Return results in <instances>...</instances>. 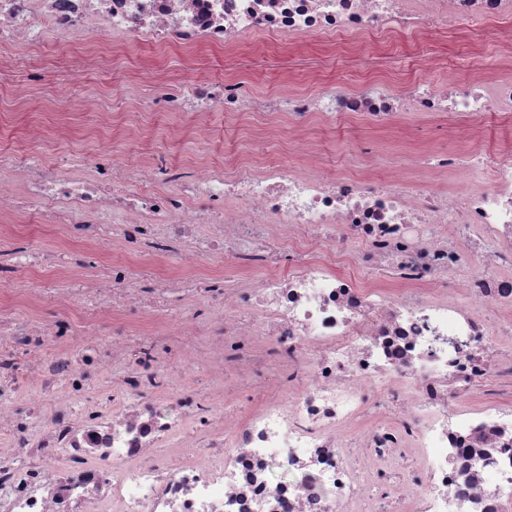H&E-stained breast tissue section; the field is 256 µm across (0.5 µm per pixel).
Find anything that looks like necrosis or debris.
Listing matches in <instances>:
<instances>
[{"instance_id":"4bbe7bcc","label":"necrosis or debris","mask_w":512,"mask_h":512,"mask_svg":"<svg viewBox=\"0 0 512 512\" xmlns=\"http://www.w3.org/2000/svg\"><path fill=\"white\" fill-rule=\"evenodd\" d=\"M510 14L512 0H0V44L74 43L116 73L133 48L190 54L164 77L139 62L156 109L183 120L165 152L122 112L99 130L133 144L120 162L0 145V225L69 236L0 251L1 285L53 271L21 294L60 308L43 329L0 315V512H512V346L496 340L512 326V144L421 148L379 176L329 167L305 133L315 115L382 134L417 112L483 138L512 117V52L401 91L370 72L259 95L208 66L259 30L445 37ZM215 111L258 141L288 118L295 165L229 144L219 165L183 155ZM198 363L203 395L178 371ZM106 369L111 386L94 385ZM27 384L36 397L8 407Z\"/></svg>"}]
</instances>
